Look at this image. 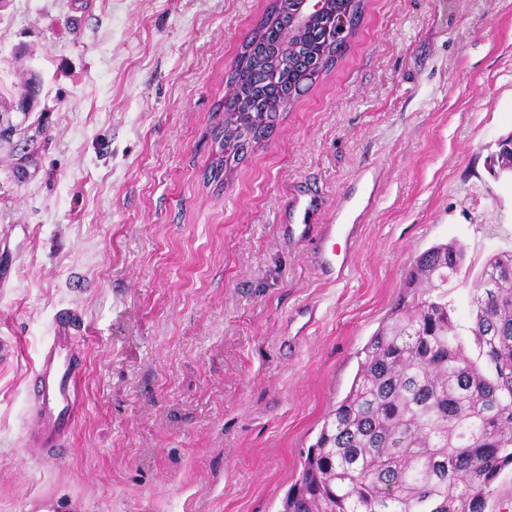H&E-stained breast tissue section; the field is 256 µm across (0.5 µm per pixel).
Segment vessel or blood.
Listing matches in <instances>:
<instances>
[{
	"instance_id": "1",
	"label": "vessel or blood",
	"mask_w": 512,
	"mask_h": 512,
	"mask_svg": "<svg viewBox=\"0 0 512 512\" xmlns=\"http://www.w3.org/2000/svg\"><path fill=\"white\" fill-rule=\"evenodd\" d=\"M291 233L301 241L318 235L315 260L321 272L336 279L345 274L353 259L350 244L356 233L355 225L325 224L316 230L309 224H296ZM78 324V319L69 312L55 319L31 379L30 387L38 405L29 432L44 448L55 449L71 440L82 408L81 383L86 361L75 354L72 336Z\"/></svg>"
}]
</instances>
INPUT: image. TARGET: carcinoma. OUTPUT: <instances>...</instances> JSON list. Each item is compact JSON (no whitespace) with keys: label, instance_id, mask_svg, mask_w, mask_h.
Segmentation results:
<instances>
[{"label":"carcinoma","instance_id":"obj_1","mask_svg":"<svg viewBox=\"0 0 512 512\" xmlns=\"http://www.w3.org/2000/svg\"><path fill=\"white\" fill-rule=\"evenodd\" d=\"M362 15L363 0H330L283 65L270 48L291 22V5L272 0L214 106L207 181L224 184L316 82L314 72L336 65L350 44L332 39L336 18L355 33ZM466 257L452 239L415 258L282 512H486L492 484L512 466V252L484 263L464 326L450 294Z\"/></svg>","mask_w":512,"mask_h":512}]
</instances>
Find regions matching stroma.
<instances>
[{"mask_svg":"<svg viewBox=\"0 0 512 512\" xmlns=\"http://www.w3.org/2000/svg\"><path fill=\"white\" fill-rule=\"evenodd\" d=\"M269 0H9L0 101L43 79L25 181L0 145V512H281L411 263L512 251V0H365L348 51L223 188L215 103ZM343 280L288 241L361 194ZM87 360L72 443L26 442L57 312Z\"/></svg>","mask_w":512,"mask_h":512,"instance_id":"obj_1","label":"stroma"}]
</instances>
